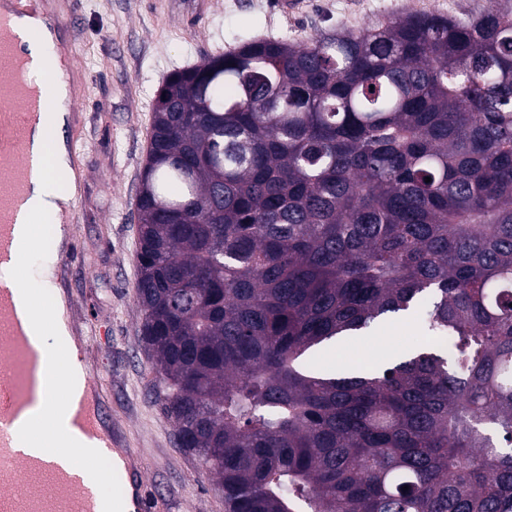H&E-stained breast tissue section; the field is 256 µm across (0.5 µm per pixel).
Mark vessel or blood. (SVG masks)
I'll use <instances>...</instances> for the list:
<instances>
[{
    "instance_id": "vessel-or-blood-1",
    "label": "vessel or blood",
    "mask_w": 512,
    "mask_h": 512,
    "mask_svg": "<svg viewBox=\"0 0 512 512\" xmlns=\"http://www.w3.org/2000/svg\"><path fill=\"white\" fill-rule=\"evenodd\" d=\"M16 32L0 17V266L10 285L0 286V512H165L164 500L148 497L141 456L127 447L118 429L101 416L103 388L90 380L91 399L72 383L87 364L76 357L51 389H44L47 361L29 335L38 320L39 299L28 289L29 246L42 237L39 215L30 206L31 186L42 175L30 144L31 127L44 123L58 102L50 93L29 99L20 85ZM69 417L64 436H42L41 449L20 456V429L40 396ZM112 469L111 500L97 492L101 460Z\"/></svg>"
}]
</instances>
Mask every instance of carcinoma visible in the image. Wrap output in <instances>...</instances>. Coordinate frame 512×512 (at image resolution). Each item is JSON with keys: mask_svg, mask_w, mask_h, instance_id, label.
<instances>
[{"mask_svg": "<svg viewBox=\"0 0 512 512\" xmlns=\"http://www.w3.org/2000/svg\"><path fill=\"white\" fill-rule=\"evenodd\" d=\"M137 213L142 340L224 512H512L511 11L171 74ZM423 303L425 343L312 364Z\"/></svg>", "mask_w": 512, "mask_h": 512, "instance_id": "carcinoma-1", "label": "carcinoma"}]
</instances>
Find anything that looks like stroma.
<instances>
[{
  "mask_svg": "<svg viewBox=\"0 0 512 512\" xmlns=\"http://www.w3.org/2000/svg\"><path fill=\"white\" fill-rule=\"evenodd\" d=\"M66 19L72 68L86 71L67 125L79 130L71 166L79 177L70 238L77 260L57 265L74 334L90 330L88 364L105 388L107 418L142 457L169 512H224L200 461L178 447L175 427L153 395L157 373L141 342L136 302V198L146 160L156 91L172 72L259 39L303 42L321 33L359 31L409 14L464 16L512 0H51ZM420 315L395 323L393 337L353 342L349 355L371 365L425 336Z\"/></svg>",
  "mask_w": 512,
  "mask_h": 512,
  "instance_id": "1",
  "label": "stroma"
}]
</instances>
